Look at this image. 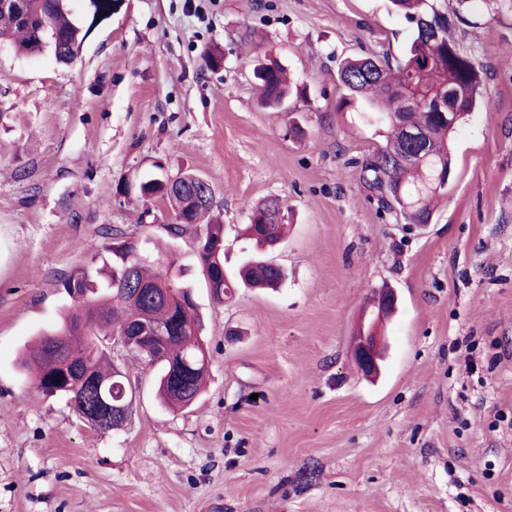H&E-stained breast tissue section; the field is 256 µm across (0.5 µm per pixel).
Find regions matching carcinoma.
Returning <instances> with one entry per match:
<instances>
[{"instance_id": "1", "label": "carcinoma", "mask_w": 512, "mask_h": 512, "mask_svg": "<svg viewBox=\"0 0 512 512\" xmlns=\"http://www.w3.org/2000/svg\"><path fill=\"white\" fill-rule=\"evenodd\" d=\"M389 2L415 25V35L401 56L392 61L374 55L344 60L338 70L342 93L337 111H355L363 104L370 110L371 118L385 127V142L362 167L363 180L370 189L389 198L409 223L426 224L433 211L432 203L441 194L435 186L438 172L451 166L450 134L469 113L482 106V80L473 58L464 54L450 36L448 17L435 9L430 0ZM19 3V14L0 10V42L11 44L26 56L38 55L46 48L62 64L77 57L88 30L70 8L59 9L53 6V0ZM255 78L263 103L280 106L289 91L283 70L275 63L265 64L256 70ZM396 78L413 85L422 101L413 107L399 108ZM398 123L425 130L436 146V154L423 162L388 161L403 149L396 131ZM140 191L144 197L168 202L178 212L184 213L190 207L188 192L170 189L158 178L141 182ZM282 209V203L275 199L251 209L245 235L252 241L256 254L242 265L239 279L232 280L224 276V225L213 220L211 207L204 208L205 241L196 258L202 272L209 275L206 283L215 300L224 301V294L241 285L276 288L284 281V268L261 257L285 236ZM113 238L116 242L103 247L94 240L87 243V251L94 256L103 250L112 254L110 270L104 273L97 268L81 267L66 276L62 287L71 298L69 307L59 323L40 332L34 344L21 354L18 368L37 382L39 396L66 399L74 415L83 421L99 390L109 391L115 400L130 390L126 374L109 360L103 341L125 325L170 324L173 333L159 342L156 356L150 358L138 351L135 355L155 368L159 401L173 411L185 410L200 398L206 371L198 369L177 385L162 358L192 359L207 353L202 339L204 325L196 303L173 306L125 292L130 274L126 258L135 247L125 244L121 233L113 234ZM166 257L165 268L152 260L137 264L135 278L149 284L165 275L177 293L189 294L192 287L183 280L184 267L178 263V256L170 252ZM53 344L65 347L68 356L51 368L46 355Z\"/></svg>"}]
</instances>
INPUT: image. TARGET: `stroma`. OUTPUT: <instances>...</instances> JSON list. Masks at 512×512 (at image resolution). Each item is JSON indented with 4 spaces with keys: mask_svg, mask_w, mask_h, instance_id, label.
<instances>
[{
    "mask_svg": "<svg viewBox=\"0 0 512 512\" xmlns=\"http://www.w3.org/2000/svg\"><path fill=\"white\" fill-rule=\"evenodd\" d=\"M412 33L389 0H124L72 63L0 43V512H512V11L487 0L452 28L485 103L426 224L362 179L382 127L336 109L340 62L400 56ZM269 59L299 88L278 109L253 77ZM186 172L212 188L230 276L251 206L280 199V288L213 298L198 225L172 231L138 192ZM117 230L185 264L209 375L175 413L111 349L133 405L104 431L33 401L17 360ZM381 288L398 295L382 321ZM371 327L374 380L352 357Z\"/></svg>",
    "mask_w": 512,
    "mask_h": 512,
    "instance_id": "stroma-1",
    "label": "stroma"
}]
</instances>
